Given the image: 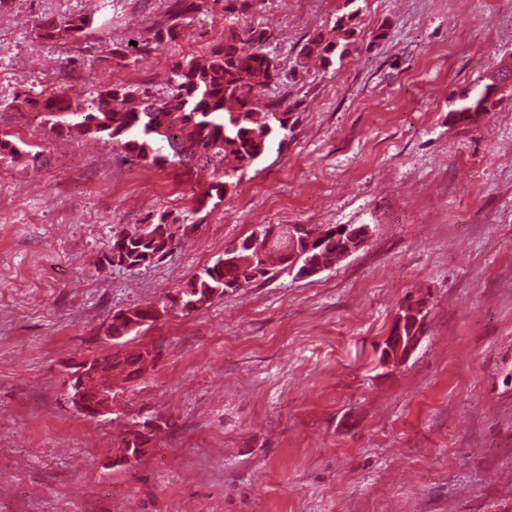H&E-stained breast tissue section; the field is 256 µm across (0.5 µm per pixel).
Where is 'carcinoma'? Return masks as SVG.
I'll use <instances>...</instances> for the list:
<instances>
[{"label":"carcinoma","mask_w":512,"mask_h":512,"mask_svg":"<svg viewBox=\"0 0 512 512\" xmlns=\"http://www.w3.org/2000/svg\"><path fill=\"white\" fill-rule=\"evenodd\" d=\"M176 15L160 25L143 49L173 43L183 37L179 19L197 13L203 0H176ZM94 19L74 15L56 23L37 25L39 36L47 41L76 40L91 28ZM266 32L251 28L240 38L231 32L224 41L201 55L177 61L171 71L168 90L157 96L149 88L140 91L124 85L102 84L96 90V103L89 107L61 94L32 101L45 114L58 118L55 125L76 128L84 135L107 136L126 156L145 166L181 171L190 177L197 170L209 172L211 181L199 194L198 203L224 199L234 190L247 168L265 155L273 142L287 130L285 118L276 106L262 99L265 88L282 76L275 55L265 50ZM347 44L326 41L313 35L299 51V57L318 54L324 60L343 58ZM491 85L469 98L455 114L474 121L490 111L495 101ZM112 249H152V243H136L119 232ZM233 262L222 256L187 283L200 292L194 299L202 305L214 295H224L244 283L274 277L270 260L275 254L255 248L237 253ZM122 372L127 380L140 378L142 353L127 354Z\"/></svg>","instance_id":"1"}]
</instances>
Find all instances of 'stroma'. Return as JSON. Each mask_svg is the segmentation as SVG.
I'll list each match as a JSON object with an SVG mask.
<instances>
[{"label":"stroma","instance_id":"stroma-1","mask_svg":"<svg viewBox=\"0 0 512 512\" xmlns=\"http://www.w3.org/2000/svg\"><path fill=\"white\" fill-rule=\"evenodd\" d=\"M175 0H0V512H502L512 505V91L453 114L512 57V0H209L185 36L136 51ZM94 13L78 41L36 24ZM355 32L342 60L298 62ZM385 38H377L379 28ZM264 30L282 71L267 100L282 146L217 206L205 182L52 128L25 97L88 102L98 78L165 87L175 62ZM127 58L113 59L115 47ZM173 249L136 270L102 255L158 217ZM365 224L368 243L314 276L278 272L123 338L160 360L113 375L110 414L74 411L65 365L107 353L121 309L155 305L261 225ZM424 338L380 362L404 300ZM158 421L149 453L113 458ZM347 44L341 46L334 41H325L322 35H313L307 39V42L299 51V57L304 58L311 54H318L323 60L329 61L332 57H338L341 60L347 51ZM491 88V85L486 84L483 91L466 100L459 109L453 112H455L459 119L470 121L477 120L485 112H490L496 103L491 98Z\"/></svg>","mask_w":512,"mask_h":512}]
</instances>
